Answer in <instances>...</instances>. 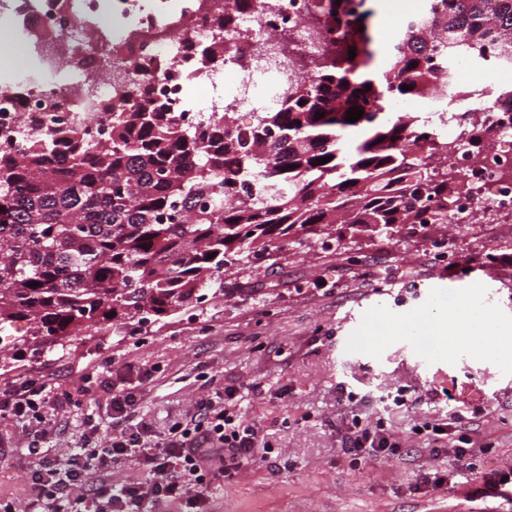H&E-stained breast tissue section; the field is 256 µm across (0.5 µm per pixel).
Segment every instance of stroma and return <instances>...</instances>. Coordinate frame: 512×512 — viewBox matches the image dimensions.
Returning a JSON list of instances; mask_svg holds the SVG:
<instances>
[{"label":"stroma","instance_id":"stroma-1","mask_svg":"<svg viewBox=\"0 0 512 512\" xmlns=\"http://www.w3.org/2000/svg\"><path fill=\"white\" fill-rule=\"evenodd\" d=\"M449 235L459 275L431 244ZM225 294L179 308L156 322L104 326L45 343L22 361L0 363V387L43 377L80 404L47 410L51 433L40 448L64 462L67 449L98 428L106 439L112 387H138L149 445H162L204 398L233 392L245 420L275 455L213 481L207 512H512V495L484 493L478 471H512V222L389 224L341 229L325 245L290 243L252 267L224 275ZM484 309L502 339L457 350L444 340L423 348L395 330L451 315L461 297ZM378 315L369 346L345 342ZM112 362V385L92 375ZM384 423L397 455L353 458L344 446L353 414ZM463 416L485 452L448 463V443L414 427ZM31 439L27 421L0 418V498L28 512L27 470L16 458Z\"/></svg>","mask_w":512,"mask_h":512}]
</instances>
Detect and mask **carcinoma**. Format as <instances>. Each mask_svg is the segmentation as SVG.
I'll return each mask as SVG.
<instances>
[{
  "label": "carcinoma",
  "mask_w": 512,
  "mask_h": 512,
  "mask_svg": "<svg viewBox=\"0 0 512 512\" xmlns=\"http://www.w3.org/2000/svg\"><path fill=\"white\" fill-rule=\"evenodd\" d=\"M314 7L328 22L347 14V0ZM368 16L347 23L321 59L289 58L311 79L288 81L280 108L248 124L226 111L180 126L130 86L106 143L58 126L21 158L0 156V350L22 353L15 321L33 337L64 338L141 313L158 320L201 290L224 292L231 265L337 224L451 223L448 183L472 182L448 164L452 143L399 106L431 97L433 70L453 69L454 47L493 45L512 67V0H425L380 72ZM352 107L364 114L347 122ZM462 120L472 145L491 136L478 113ZM247 182L255 197L233 202Z\"/></svg>",
  "instance_id": "1"
}]
</instances>
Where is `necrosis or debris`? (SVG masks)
<instances>
[{
	"label": "necrosis or debris",
	"instance_id": "obj_1",
	"mask_svg": "<svg viewBox=\"0 0 512 512\" xmlns=\"http://www.w3.org/2000/svg\"><path fill=\"white\" fill-rule=\"evenodd\" d=\"M228 13L234 21L226 27L222 20ZM0 22L15 29L19 48L39 65L37 78L0 85V154L10 155L57 123L107 140L112 108L124 103L131 81L149 87L186 126L205 111L224 109L217 100L206 110L189 106L186 86L214 82L227 70L236 75L241 110L278 107L287 90L279 69L247 68L241 59L274 46L283 32L303 55L317 57L338 35L337 25L315 20L311 0H252L240 14L234 0H0ZM208 45L215 48L209 59L199 54ZM497 69L492 57L458 56L455 100L428 105L432 129L440 136L458 135L456 120L440 118L446 110L483 111L499 126L480 158H473L464 143L450 157L460 171L476 173L477 194L455 199L460 224H492L498 214H512V112L490 111L489 100L477 94L470 79L471 73Z\"/></svg>",
	"mask_w": 512,
	"mask_h": 512
}]
</instances>
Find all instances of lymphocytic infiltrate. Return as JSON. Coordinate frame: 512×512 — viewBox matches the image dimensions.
<instances>
[{"label": "lymphocytic infiltrate", "instance_id": "lymphocytic-infiltrate-1", "mask_svg": "<svg viewBox=\"0 0 512 512\" xmlns=\"http://www.w3.org/2000/svg\"><path fill=\"white\" fill-rule=\"evenodd\" d=\"M58 408L74 406L69 391L53 392L46 381L28 378L0 388V416L35 423V440L25 455L33 461L28 471L30 512H151L153 504L205 502V493L216 476L229 477L271 452L252 426L244 424L233 398L204 400L184 423L174 425L163 448L147 446L134 425L142 405L141 394L127 388L112 390V422L106 444L96 436L84 437L81 447L71 449L66 467H57L41 456L39 441L46 437L42 409L46 399ZM137 456L138 478L121 486L91 481L89 464L112 463Z\"/></svg>", "mask_w": 512, "mask_h": 512}]
</instances>
